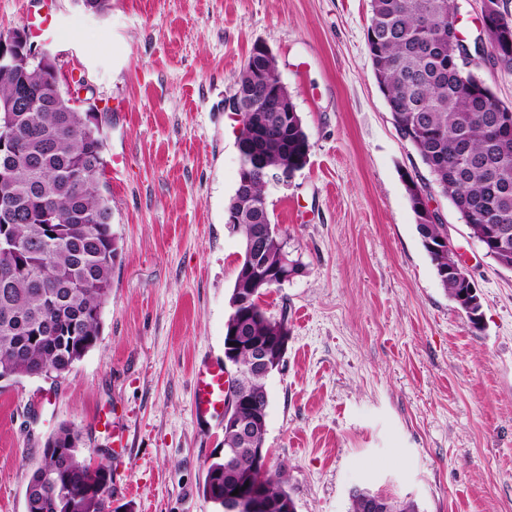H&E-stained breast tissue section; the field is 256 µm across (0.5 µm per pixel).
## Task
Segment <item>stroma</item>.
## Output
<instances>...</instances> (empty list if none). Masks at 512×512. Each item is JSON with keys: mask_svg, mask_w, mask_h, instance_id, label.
I'll return each mask as SVG.
<instances>
[{"mask_svg": "<svg viewBox=\"0 0 512 512\" xmlns=\"http://www.w3.org/2000/svg\"><path fill=\"white\" fill-rule=\"evenodd\" d=\"M52 12L47 46L91 84L120 256L96 346L57 382L0 380V512H25L46 438L78 430L119 512H213L224 448L192 412L195 372L224 359L241 240L224 102L255 44L276 57L310 142L268 209L303 272L265 291L288 349L267 380L265 446L296 512H348L354 490L418 512H512V271L485 257L396 131L366 45L371 0H0V31ZM428 183L482 300L448 299L406 185Z\"/></svg>", "mask_w": 512, "mask_h": 512, "instance_id": "35a3bbf8", "label": "stroma"}]
</instances>
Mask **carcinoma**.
Instances as JSON below:
<instances>
[{"label":"carcinoma","mask_w":512,"mask_h":512,"mask_svg":"<svg viewBox=\"0 0 512 512\" xmlns=\"http://www.w3.org/2000/svg\"><path fill=\"white\" fill-rule=\"evenodd\" d=\"M453 0H372L367 28L379 41L367 44L375 75L383 77L388 97L407 108L397 113L396 126L411 129L409 144L427 167L434 183L468 227L479 237L485 224H497L508 259L495 264L512 271V129L493 138V113L480 111L484 99L496 98L474 69L460 75L448 71V27L454 22ZM431 48L421 54L418 48ZM263 65L248 59L240 70L237 93L247 99ZM39 97L28 112H0V130H9L19 146L11 159L10 177L0 180V195L15 202L13 220L0 223V237L11 247L0 248V378H42L58 381L70 373L97 343L102 314L112 290V271L119 257L112 233V204L103 180V125L82 112H68L48 90L49 81L36 77ZM265 157L262 170L237 185L226 208L225 223L241 236L243 246L264 240L262 260L279 262L281 242L268 235L271 219L265 205L269 176L306 164L308 136L299 120L283 123L278 112L264 113L255 133ZM466 143L471 160L455 153ZM423 245L448 298L457 303L462 289L448 282L454 255L441 248L448 225L416 214ZM247 319L249 335L277 345L285 340L288 320L274 319L256 305ZM266 377L251 379L248 405L242 414L268 416ZM79 431L62 423L46 440L40 465L26 485L25 500L39 502L34 512H114L105 490L112 469L91 464L75 447ZM237 465L214 460L207 464L204 498L213 512L224 507L225 476H236ZM239 494L280 502L295 508L286 489L285 471L269 474L258 485H237ZM379 512H417L412 500L380 499Z\"/></svg>","instance_id":"carcinoma-1"}]
</instances>
